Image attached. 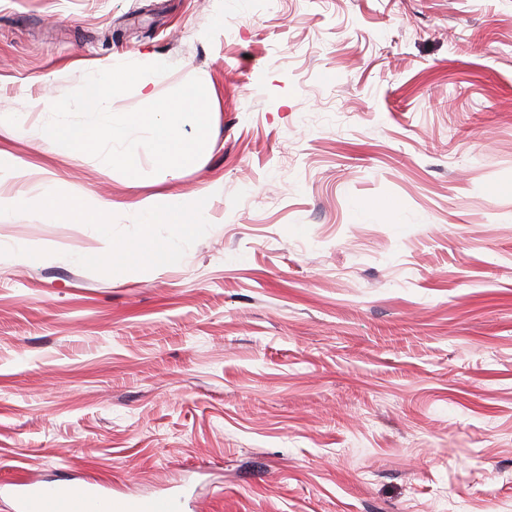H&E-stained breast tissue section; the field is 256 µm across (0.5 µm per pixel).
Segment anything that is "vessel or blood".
Wrapping results in <instances>:
<instances>
[{
    "label": "vessel or blood",
    "mask_w": 512,
    "mask_h": 512,
    "mask_svg": "<svg viewBox=\"0 0 512 512\" xmlns=\"http://www.w3.org/2000/svg\"><path fill=\"white\" fill-rule=\"evenodd\" d=\"M184 497H119L104 493L95 484L27 483L19 502L20 512H181Z\"/></svg>",
    "instance_id": "vessel-or-blood-1"
}]
</instances>
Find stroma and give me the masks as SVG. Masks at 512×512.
Here are the masks:
<instances>
[{
	"label": "stroma",
	"instance_id": "1",
	"mask_svg": "<svg viewBox=\"0 0 512 512\" xmlns=\"http://www.w3.org/2000/svg\"><path fill=\"white\" fill-rule=\"evenodd\" d=\"M193 77L177 177L51 152L44 100ZM22 121H15V113ZM0 481L186 485L191 512H512V0H0ZM200 205L119 276L42 195Z\"/></svg>",
	"mask_w": 512,
	"mask_h": 512
}]
</instances>
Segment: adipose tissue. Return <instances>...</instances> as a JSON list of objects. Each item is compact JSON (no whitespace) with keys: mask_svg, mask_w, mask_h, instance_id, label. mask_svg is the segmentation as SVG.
<instances>
[{"mask_svg":"<svg viewBox=\"0 0 512 512\" xmlns=\"http://www.w3.org/2000/svg\"><path fill=\"white\" fill-rule=\"evenodd\" d=\"M46 222L55 223L67 220L74 223L98 225L107 248L99 261L106 268L122 267L140 259L142 244H132L123 240H113L110 224L104 209H94L83 200L64 196L55 184H47L41 207ZM139 224L143 234H150L157 224H202L206 221L205 211L177 194H164L144 199L137 204Z\"/></svg>","mask_w":512,"mask_h":512,"instance_id":"1","label":"adipose tissue"}]
</instances>
